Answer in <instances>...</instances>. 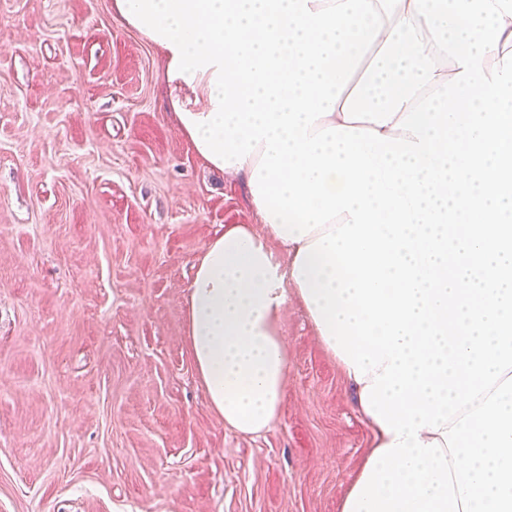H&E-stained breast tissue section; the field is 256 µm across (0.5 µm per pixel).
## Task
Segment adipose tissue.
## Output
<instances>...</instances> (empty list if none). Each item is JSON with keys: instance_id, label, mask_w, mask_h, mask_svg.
<instances>
[{"instance_id": "obj_1", "label": "adipose tissue", "mask_w": 512, "mask_h": 512, "mask_svg": "<svg viewBox=\"0 0 512 512\" xmlns=\"http://www.w3.org/2000/svg\"><path fill=\"white\" fill-rule=\"evenodd\" d=\"M210 78L174 79L170 99L208 116ZM298 283L250 225L230 224L196 261L189 285L186 335L211 409L238 432L275 425L287 394L288 350L281 316Z\"/></svg>"}]
</instances>
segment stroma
I'll return each instance as SVG.
<instances>
[{
	"mask_svg": "<svg viewBox=\"0 0 512 512\" xmlns=\"http://www.w3.org/2000/svg\"><path fill=\"white\" fill-rule=\"evenodd\" d=\"M257 222L112 0H0V512H339L370 433L300 301L262 436L189 356L197 258Z\"/></svg>",
	"mask_w": 512,
	"mask_h": 512,
	"instance_id": "35a3bbf8",
	"label": "stroma"
}]
</instances>
